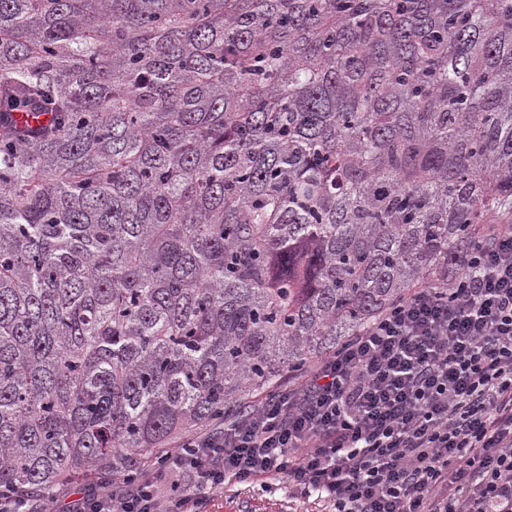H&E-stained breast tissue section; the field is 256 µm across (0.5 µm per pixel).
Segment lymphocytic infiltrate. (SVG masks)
Here are the masks:
<instances>
[{
  "label": "lymphocytic infiltrate",
  "mask_w": 512,
  "mask_h": 512,
  "mask_svg": "<svg viewBox=\"0 0 512 512\" xmlns=\"http://www.w3.org/2000/svg\"><path fill=\"white\" fill-rule=\"evenodd\" d=\"M287 483L328 512H512V221L223 430L68 512H201Z\"/></svg>",
  "instance_id": "f902f5d3"
}]
</instances>
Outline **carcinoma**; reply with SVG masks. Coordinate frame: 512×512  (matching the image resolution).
<instances>
[{
	"mask_svg": "<svg viewBox=\"0 0 512 512\" xmlns=\"http://www.w3.org/2000/svg\"><path fill=\"white\" fill-rule=\"evenodd\" d=\"M492 216L512 0H0V490L139 477Z\"/></svg>",
	"mask_w": 512,
	"mask_h": 512,
	"instance_id": "1",
	"label": "carcinoma"
}]
</instances>
